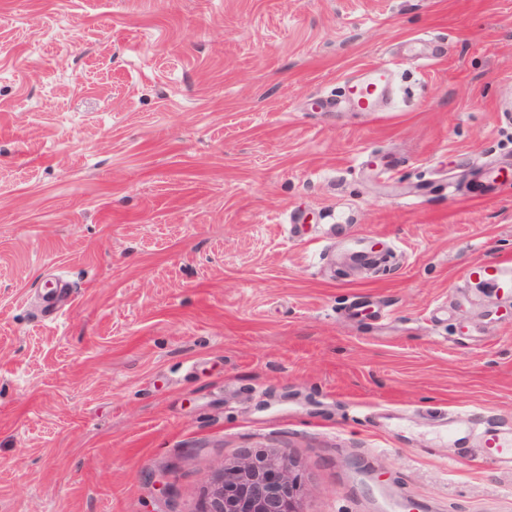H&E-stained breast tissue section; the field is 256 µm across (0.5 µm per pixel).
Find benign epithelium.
Listing matches in <instances>:
<instances>
[{"label": "benign epithelium", "mask_w": 512, "mask_h": 512, "mask_svg": "<svg viewBox=\"0 0 512 512\" xmlns=\"http://www.w3.org/2000/svg\"><path fill=\"white\" fill-rule=\"evenodd\" d=\"M303 494L287 452L248 455L214 479L206 512H301Z\"/></svg>", "instance_id": "7a95c632"}]
</instances>
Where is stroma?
I'll return each instance as SVG.
<instances>
[{
    "label": "stroma",
    "instance_id": "obj_1",
    "mask_svg": "<svg viewBox=\"0 0 512 512\" xmlns=\"http://www.w3.org/2000/svg\"><path fill=\"white\" fill-rule=\"evenodd\" d=\"M391 64L383 111L333 108ZM512 0H0V512H512ZM471 276L483 277L500 284L501 288L512 290V258L495 262H478L469 267ZM493 450L492 458L499 466L512 469V423H496L481 433L478 448H461L452 458V463L465 465L477 458H483ZM303 494L286 451L248 455L224 465L204 512H301Z\"/></svg>",
    "mask_w": 512,
    "mask_h": 512
}]
</instances>
